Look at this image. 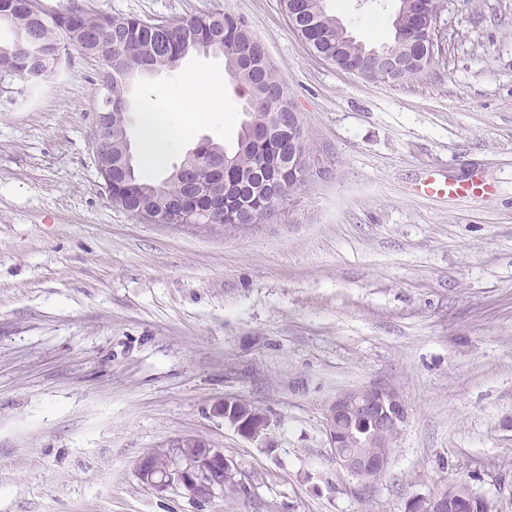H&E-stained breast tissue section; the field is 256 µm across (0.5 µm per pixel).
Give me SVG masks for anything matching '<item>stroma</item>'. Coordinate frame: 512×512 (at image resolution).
<instances>
[{
  "label": "stroma",
  "mask_w": 512,
  "mask_h": 512,
  "mask_svg": "<svg viewBox=\"0 0 512 512\" xmlns=\"http://www.w3.org/2000/svg\"><path fill=\"white\" fill-rule=\"evenodd\" d=\"M142 20L231 12L263 42L322 177L247 230L151 224L109 203L94 160L100 63L72 51L32 89L0 77V512H408L468 481L512 512V0H442L441 50L399 84L314 54L283 0H40ZM349 34L390 39L399 0H325ZM194 52L130 85L170 102L223 70ZM224 100L155 169L205 139L235 150ZM479 174V199L416 197ZM392 391L406 417L374 481L331 454L336 395ZM269 421L243 437L219 407ZM179 436L221 449L247 492L200 503L142 483Z\"/></svg>",
  "instance_id": "35a3bbf8"
}]
</instances>
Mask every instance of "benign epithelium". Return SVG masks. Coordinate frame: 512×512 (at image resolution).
I'll return each mask as SVG.
<instances>
[{"label":"benign epithelium","mask_w":512,"mask_h":512,"mask_svg":"<svg viewBox=\"0 0 512 512\" xmlns=\"http://www.w3.org/2000/svg\"><path fill=\"white\" fill-rule=\"evenodd\" d=\"M440 7V0H404L402 8L408 13L411 23L408 37L420 41L425 47V60L430 62L435 52V23ZM82 53L97 59L102 68L103 88L96 112L97 140L95 161L99 176L103 182L108 200L112 197V165L109 156L112 148V126L108 114L112 111V94L108 83L112 75V54L106 48L82 50ZM407 66L406 57L401 53L384 48L373 49L366 54V65L351 67L347 72L359 75L366 70L373 74L391 79L402 76ZM189 157L196 164H207L213 173V181L207 190L210 205L195 211L193 221L204 226L212 225L214 213L224 210V170L228 164L224 157H208L198 150H193ZM290 164L301 170L306 178L323 174L315 165L313 158L292 146ZM129 214L154 224H170L168 216L156 209L146 210L142 207L129 211ZM241 404L226 401L219 411L246 438L257 440L267 434L268 420L259 426H251L238 418ZM404 418V409L397 396L382 387L370 386L338 394L326 413V433L330 450L336 461L351 474L365 480L378 478L386 469L388 457L371 458L361 452L365 447L369 432L362 426H369L384 448L389 447V439L398 424ZM237 478L240 487L245 482L237 477L238 470L233 462L224 457V452L212 448L203 440L193 436L174 438L163 448L143 457L139 463L138 475L143 483L151 489L163 492L176 490L192 500L208 501L224 492V475ZM472 495L465 492L454 496L439 494L430 499L414 501L409 512H464L471 506Z\"/></svg>","instance_id":"benign-epithelium-1"}]
</instances>
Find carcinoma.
<instances>
[{
  "mask_svg": "<svg viewBox=\"0 0 512 512\" xmlns=\"http://www.w3.org/2000/svg\"><path fill=\"white\" fill-rule=\"evenodd\" d=\"M324 0H307V13L294 25V30L323 60L340 68H350L361 62L370 50L355 40L336 18L327 13ZM41 9L38 0H0V25L14 31L12 43L0 51V66L33 71L40 83L54 76L53 51L61 40V30L53 23L39 21L34 10ZM26 15L34 27L37 49L33 52L15 50L24 43L28 29L15 24L14 18ZM71 31L81 35L82 46L91 42L87 37L107 38L106 47L119 58L112 69L113 111L125 99V71L150 66L156 70L172 69L188 54L203 49L224 56L225 68L244 87L247 98L243 112L248 117L238 136L237 149L228 154L231 159L230 178L237 185L235 196L224 201V223L240 221L241 207L248 208L260 219L272 215L278 208L277 195L286 189L293 192L304 185L302 179L288 171V159L281 151L279 136L255 141L264 129H276L278 115L292 106L288 88L279 80L273 66L265 60V51L253 35L248 22L241 16L214 14L171 20L172 26L155 32L144 21L133 17L90 15L80 9L68 18ZM183 185L178 171L159 183L142 180L132 173L113 190L114 200L128 209H135L142 199L161 202L182 197Z\"/></svg>",
  "mask_w": 512,
  "mask_h": 512,
  "instance_id": "cac0c4a2",
  "label": "carcinoma"
}]
</instances>
